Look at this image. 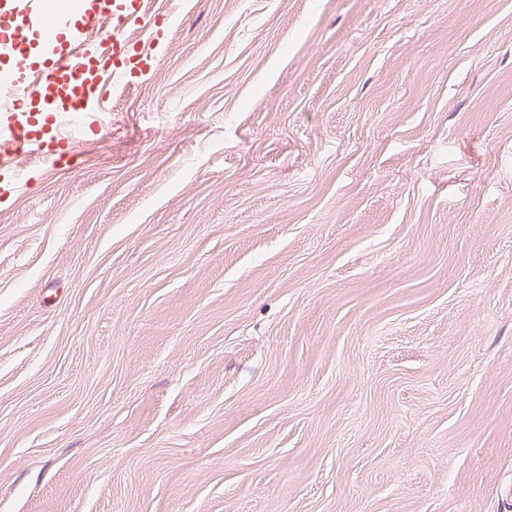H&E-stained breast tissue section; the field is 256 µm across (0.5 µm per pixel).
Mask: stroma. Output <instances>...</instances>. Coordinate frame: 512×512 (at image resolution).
I'll return each mask as SVG.
<instances>
[{
    "label": "stroma",
    "instance_id": "obj_1",
    "mask_svg": "<svg viewBox=\"0 0 512 512\" xmlns=\"http://www.w3.org/2000/svg\"><path fill=\"white\" fill-rule=\"evenodd\" d=\"M0 203V512H512V0H154Z\"/></svg>",
    "mask_w": 512,
    "mask_h": 512
}]
</instances>
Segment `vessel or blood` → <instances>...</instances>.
Listing matches in <instances>:
<instances>
[{
    "label": "vessel or blood",
    "mask_w": 512,
    "mask_h": 512,
    "mask_svg": "<svg viewBox=\"0 0 512 512\" xmlns=\"http://www.w3.org/2000/svg\"><path fill=\"white\" fill-rule=\"evenodd\" d=\"M81 24L75 32L58 31V0H0V65L22 64L26 23L41 25L61 51L34 73L30 82L0 77V170L21 182L19 156L61 162V150L85 138L103 87L121 76H135L145 50L134 29L153 22L146 0H71ZM26 111H18V104Z\"/></svg>",
    "instance_id": "vessel-or-blood-1"
}]
</instances>
